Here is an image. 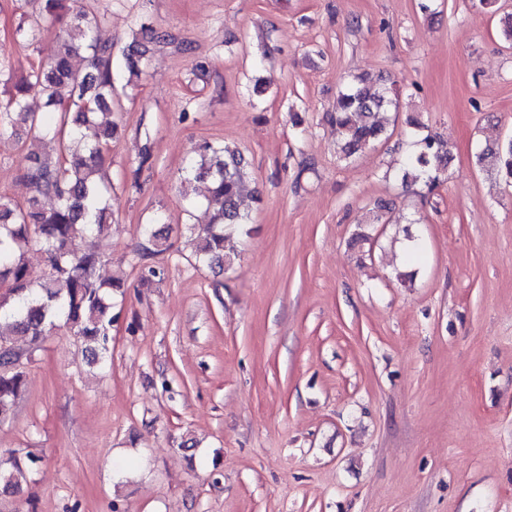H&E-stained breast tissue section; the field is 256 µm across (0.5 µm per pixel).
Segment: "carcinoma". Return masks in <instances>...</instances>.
I'll use <instances>...</instances> for the list:
<instances>
[{
    "label": "carcinoma",
    "instance_id": "carcinoma-1",
    "mask_svg": "<svg viewBox=\"0 0 512 512\" xmlns=\"http://www.w3.org/2000/svg\"><path fill=\"white\" fill-rule=\"evenodd\" d=\"M66 0H37L16 27V35L33 39L42 24L64 8ZM70 24L58 36L50 58L18 82H3L0 130L12 135L39 127L43 138L57 143L56 158L37 148L28 152L26 177L35 192L56 200L47 211L34 197L25 206L0 196V348L15 352L16 338L26 343V352L36 351L47 330L64 329L86 346L88 363L103 365L112 343V297L123 292L121 278L101 280L96 276L98 256L79 252L75 242L88 236L112 233V186L104 184L99 171L103 154L117 134L112 121L114 82L113 46L95 35L102 19L92 14L82 0H71ZM43 100L54 121L46 124L32 111L29 97ZM401 92L397 83H384L368 75L354 77L339 91L327 113L339 136L337 153L349 159L382 139L386 130L383 112L398 111ZM412 132L405 140L399 168L406 189L432 192L448 175L451 150L416 118L409 120ZM94 128L96 137L85 140L83 130ZM476 163L487 173L512 179V139L488 143L476 153ZM210 183L206 210L211 212L203 232L194 239L195 261L224 269L230 261L225 243L244 230L248 213L241 210L246 166L241 153L228 146L205 143L198 158L184 170V183ZM35 246L44 254V277L31 280L23 260L24 249ZM26 372L0 360V421L10 417L16 401L26 391ZM41 457L12 453L0 458V485L8 483L29 492L30 476Z\"/></svg>",
    "mask_w": 512,
    "mask_h": 512
}]
</instances>
